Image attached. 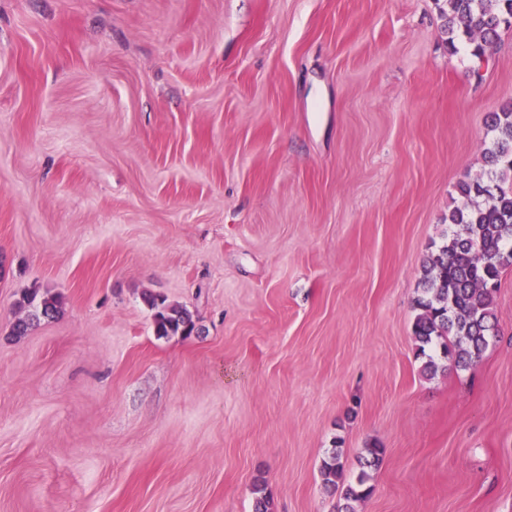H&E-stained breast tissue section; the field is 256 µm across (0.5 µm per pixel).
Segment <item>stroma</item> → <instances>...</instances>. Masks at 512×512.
Segmentation results:
<instances>
[{"mask_svg":"<svg viewBox=\"0 0 512 512\" xmlns=\"http://www.w3.org/2000/svg\"><path fill=\"white\" fill-rule=\"evenodd\" d=\"M447 6L0 0V512H336L373 445L355 512H512V272L477 366L412 333L512 104V30L477 61ZM19 304L21 308L26 309V315L18 319L13 326L12 332L16 337L25 336L41 317H53L58 310L59 298L50 291L34 290L23 295ZM147 302L152 309H156L154 326L159 338L180 335L187 326L194 328L193 316L187 309L166 306L165 299L160 296L150 295ZM344 467L345 464L342 453L338 449L333 448L321 465L323 485L330 493H336V489L339 487V481L342 478ZM384 448H364L359 459L360 472L355 482L348 483L342 488L341 498L336 512H354L352 503L361 501L371 495L373 488L368 485L369 470H376L383 462Z\"/></svg>","mask_w":512,"mask_h":512,"instance_id":"stroma-1","label":"stroma"}]
</instances>
